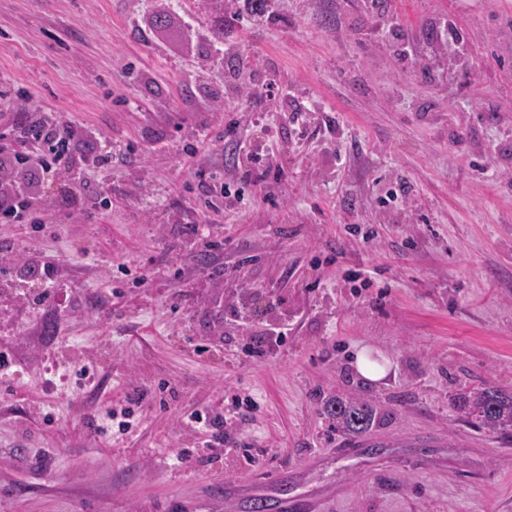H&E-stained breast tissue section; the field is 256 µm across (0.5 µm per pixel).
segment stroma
Listing matches in <instances>:
<instances>
[{"mask_svg":"<svg viewBox=\"0 0 512 512\" xmlns=\"http://www.w3.org/2000/svg\"><path fill=\"white\" fill-rule=\"evenodd\" d=\"M448 20L463 59L429 37ZM20 91L78 129L86 187L77 219L48 200L0 223V256L58 271L44 304L0 275V512H238L252 480L342 487L330 512H512V442L453 407L512 391V0H268L258 21L226 0H0V111ZM271 149L280 170L251 165ZM232 165L250 179L228 204L205 183ZM361 347L381 382L351 371ZM356 395L388 415L378 453H342L324 412ZM203 408L223 455L184 422ZM352 367L357 376L368 383H377L389 373V361L381 354L374 356L372 350L366 347L356 352ZM186 421L187 423L191 424H201L203 422L208 427V430L211 432L210 443H212V445H209V448H211L218 454L224 453V448H219L221 446H224L223 416L219 414L211 416V412L208 409H198L190 413L186 417Z\"/></svg>","mask_w":512,"mask_h":512,"instance_id":"1","label":"stroma"}]
</instances>
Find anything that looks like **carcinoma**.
<instances>
[{
	"instance_id": "cac0c4a2",
	"label": "carcinoma",
	"mask_w": 512,
	"mask_h": 512,
	"mask_svg": "<svg viewBox=\"0 0 512 512\" xmlns=\"http://www.w3.org/2000/svg\"><path fill=\"white\" fill-rule=\"evenodd\" d=\"M454 408L466 419H475L488 431L505 438L512 436V392L498 386L483 384L459 394ZM329 420L336 430L362 437L369 433L386 414L365 398H329L325 401Z\"/></svg>"
}]
</instances>
